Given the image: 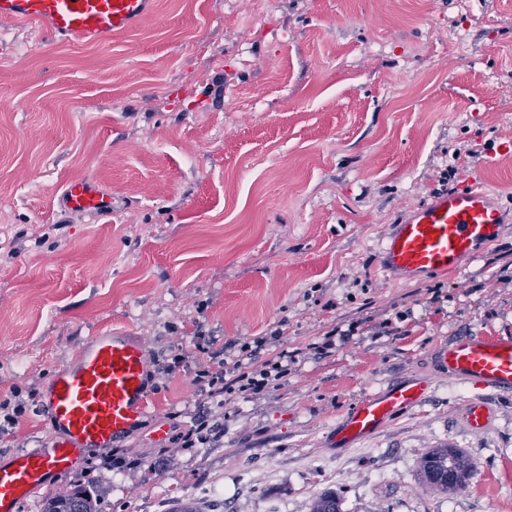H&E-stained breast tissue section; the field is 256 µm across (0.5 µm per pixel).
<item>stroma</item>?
I'll return each instance as SVG.
<instances>
[{
  "label": "stroma",
  "instance_id": "1",
  "mask_svg": "<svg viewBox=\"0 0 512 512\" xmlns=\"http://www.w3.org/2000/svg\"><path fill=\"white\" fill-rule=\"evenodd\" d=\"M2 39L0 402L21 413L0 417V464L45 438L51 374L112 329L173 371L116 442L140 468L82 455L103 512L186 498L309 512L326 490L343 512H512V395L452 383L434 360L461 335L512 336V0H156L105 46L35 25L0 24ZM72 180L107 188L115 212L62 211ZM474 180L503 213L498 238L459 273L388 279L392 225ZM335 327L354 334L315 356ZM277 329L291 354L279 386L168 452L169 413L183 424L204 402L196 334L229 361ZM414 377L431 383L421 406L332 444L360 399ZM476 397L495 410L479 432L463 418ZM444 445L477 465L451 496L418 474Z\"/></svg>",
  "mask_w": 512,
  "mask_h": 512
}]
</instances>
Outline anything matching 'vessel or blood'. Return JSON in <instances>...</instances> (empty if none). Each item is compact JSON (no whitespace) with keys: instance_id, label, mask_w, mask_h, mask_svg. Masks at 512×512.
Instances as JSON below:
<instances>
[{"instance_id":"b4317fda","label":"vessel or blood","mask_w":512,"mask_h":512,"mask_svg":"<svg viewBox=\"0 0 512 512\" xmlns=\"http://www.w3.org/2000/svg\"><path fill=\"white\" fill-rule=\"evenodd\" d=\"M155 0H0V23H34L52 37L72 44L103 46L112 37L154 18ZM62 211L86 217L105 216L112 196L89 181L65 185ZM502 214L488 191L472 183L418 206L382 242L378 263L399 282L429 274L461 271L481 245L499 234ZM449 380L480 389L512 393V337H456L437 353ZM143 345L120 332L88 337L75 358L50 377L49 410L43 444L15 453L0 466V512H17L31 492L70 472L86 448H108L145 415L151 393ZM428 392L423 380L399 382L364 397L344 416L340 441L350 445L388 420L419 406ZM464 417L480 431L493 418L491 407L476 399Z\"/></svg>"}]
</instances>
